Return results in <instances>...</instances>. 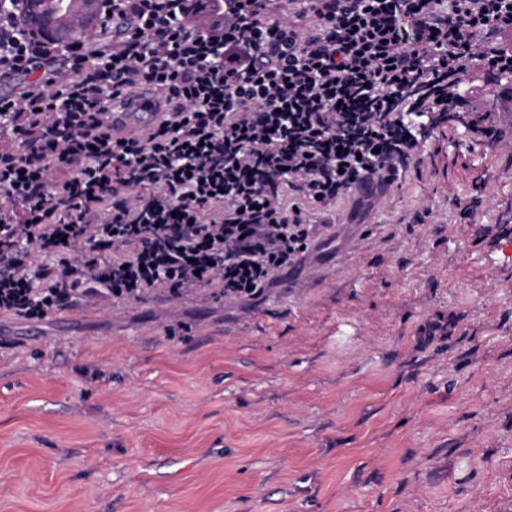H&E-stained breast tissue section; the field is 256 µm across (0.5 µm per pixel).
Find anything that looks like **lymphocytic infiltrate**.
I'll list each match as a JSON object with an SVG mask.
<instances>
[{
	"label": "lymphocytic infiltrate",
	"mask_w": 512,
	"mask_h": 512,
	"mask_svg": "<svg viewBox=\"0 0 512 512\" xmlns=\"http://www.w3.org/2000/svg\"><path fill=\"white\" fill-rule=\"evenodd\" d=\"M120 45L23 35L0 8V225L44 264L0 266V312L40 280L87 288L86 255L113 297L157 289L252 299L302 263L318 209L367 183L391 186L416 160L428 113L457 105L480 66L512 72V0H224L197 27L191 0H109ZM149 85L163 115L113 137L114 99Z\"/></svg>",
	"instance_id": "obj_1"
}]
</instances>
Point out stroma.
Returning a JSON list of instances; mask_svg holds the SVG:
<instances>
[{
	"label": "stroma",
	"mask_w": 512,
	"mask_h": 512,
	"mask_svg": "<svg viewBox=\"0 0 512 512\" xmlns=\"http://www.w3.org/2000/svg\"><path fill=\"white\" fill-rule=\"evenodd\" d=\"M254 301L0 313V512H512V79Z\"/></svg>",
	"instance_id": "35a3bbf8"
}]
</instances>
